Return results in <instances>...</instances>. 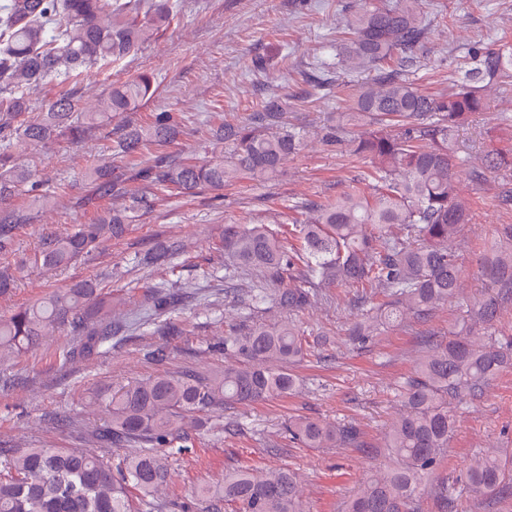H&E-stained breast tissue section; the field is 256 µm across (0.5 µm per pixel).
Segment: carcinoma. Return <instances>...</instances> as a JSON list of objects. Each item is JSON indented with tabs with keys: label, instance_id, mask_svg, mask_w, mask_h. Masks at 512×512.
<instances>
[{
	"label": "carcinoma",
	"instance_id": "obj_1",
	"mask_svg": "<svg viewBox=\"0 0 512 512\" xmlns=\"http://www.w3.org/2000/svg\"><path fill=\"white\" fill-rule=\"evenodd\" d=\"M179 12L175 0H3L0 3V252L13 249L19 216L8 208L22 189L38 193L45 207L54 196L40 192L35 173L12 150L14 141L41 143L63 138L81 142L108 113L128 112L153 93V76L143 73L99 99L96 112L74 117L69 96L29 117L25 90L48 78L66 79L94 65L117 63L150 42ZM425 31L417 0H359L336 42L334 59L321 62L344 73H364L386 62L395 69L357 90L349 120L365 127L354 152L368 158L372 191L344 192L306 206L308 217L287 232L265 224L224 229L228 266L276 278L301 266L293 283L273 294L274 302L301 312L318 289L380 288L385 301L355 323L351 338L364 343L381 327L406 316L424 319L439 306L465 301V327L425 342L413 371L398 384L404 410L385 440L390 465L375 474L343 512H422L423 482L448 453L457 407L480 399L498 376L512 369V338L499 326L500 306L512 299V224L499 225L483 261L484 292L465 298L452 242L471 221L464 185L487 181V171L512 168V153L492 152L471 165L452 151L456 128L486 107L487 86L512 70V46L477 51L474 67L446 95L426 94L398 69L415 57ZM283 106L269 99L264 111L241 125H224L217 139L230 159L207 164L171 163L140 172L141 185L120 210L93 224L42 238L33 257L0 272V295L27 276L28 266L66 268L103 243L122 237L147 214L160 190L189 193L222 189L244 178L262 180L283 168L305 145L301 127L280 125ZM182 126L178 112H157L150 125L132 128L112 147L113 156L136 153L146 143L163 145ZM116 167H98V193L112 194ZM112 296L94 280L62 294L19 307L0 317V358L18 354L57 329L78 333L64 359L89 355L112 335ZM224 354L235 363L211 375H159L108 393L98 443H128L140 452L111 459L72 448H19L0 460V512H144L168 484L169 469L156 448L186 447L189 422L226 405L283 396L297 384L290 366L305 355L295 325L258 324L224 338ZM291 438L307 448H345L360 443L353 425L296 417ZM463 494L475 501L512 499V464L498 452H480L469 463ZM198 499L233 505L238 512H306L301 482L285 467L236 469L224 481L197 490Z\"/></svg>",
	"mask_w": 512,
	"mask_h": 512
}]
</instances>
